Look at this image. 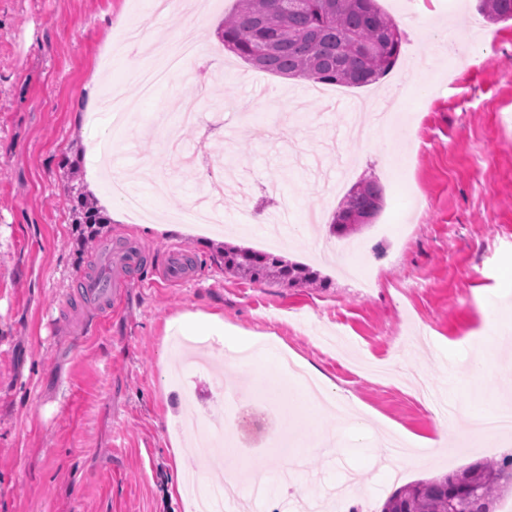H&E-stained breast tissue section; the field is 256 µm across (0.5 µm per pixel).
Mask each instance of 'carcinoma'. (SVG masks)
<instances>
[{
    "instance_id": "obj_1",
    "label": "carcinoma",
    "mask_w": 512,
    "mask_h": 512,
    "mask_svg": "<svg viewBox=\"0 0 512 512\" xmlns=\"http://www.w3.org/2000/svg\"><path fill=\"white\" fill-rule=\"evenodd\" d=\"M490 21L512 20V0H480ZM224 46L253 67L315 83L365 87L396 64L402 38L378 0H236L221 29ZM383 187L357 183L328 224L347 237L373 222L382 209ZM75 223L107 224L106 216L77 197ZM224 274L251 283L311 287L317 273L271 253L224 248ZM512 490V456L477 462L443 477L407 483L384 502L381 512H495Z\"/></svg>"
}]
</instances>
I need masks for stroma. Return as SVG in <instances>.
<instances>
[{
    "instance_id": "obj_1",
    "label": "stroma",
    "mask_w": 512,
    "mask_h": 512,
    "mask_svg": "<svg viewBox=\"0 0 512 512\" xmlns=\"http://www.w3.org/2000/svg\"><path fill=\"white\" fill-rule=\"evenodd\" d=\"M407 21L404 0H379L403 34L401 55L378 83L350 88L313 84L254 69L225 49L220 31L235 0H190L152 16L148 0H0V512H191L178 491L176 459L189 448L175 421H223L221 384H238L250 368L225 366L222 337L207 347L209 363L189 364L187 387L169 382L176 320L218 317L251 339L267 334L299 364L318 368L327 395L345 398L344 417L328 409H293L265 428L266 446L243 461L258 478L273 475L291 443L315 440L318 426L337 427L335 453L308 454L295 488L273 502L295 512L298 499H325L345 487L350 512H381L397 485L456 472L512 454V436L472 444V421L512 395V21H484L478 0H417ZM146 41L132 56L116 46L130 27ZM204 43L206 72L175 74L144 96L131 73L155 42ZM427 97L399 112L389 97L406 73ZM111 82L126 106L125 124L87 106L90 86ZM198 98L211 116L231 103L224 128L182 124L179 145L224 163L226 227L168 231L202 189L199 166L176 162L166 123L183 100ZM393 113L403 156L353 132L352 101ZM112 142V168L136 188L157 221H135L110 200L97 141ZM377 179L385 204L355 234L363 255L328 263L313 257L322 235L305 214L332 215L348 190ZM110 209L96 242L76 244L77 196ZM288 201L296 230L283 257L310 267L319 288L256 284L224 273L221 246L263 249L264 225L253 210L280 213ZM139 250L125 299L102 315L70 297L76 282L102 271L106 248ZM195 260L177 285L161 276L162 252ZM367 265L370 287L342 274ZM502 338L492 377L472 383V353L487 315ZM432 393L460 408L440 426ZM243 397L263 383L239 386ZM393 426L417 437L446 430L432 467L404 469L399 481L380 467L373 443Z\"/></svg>"
}]
</instances>
